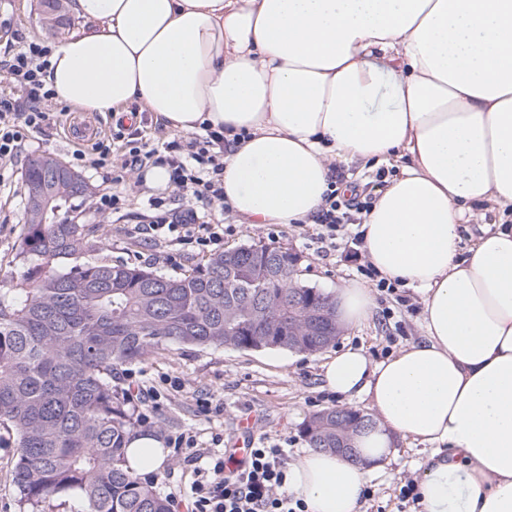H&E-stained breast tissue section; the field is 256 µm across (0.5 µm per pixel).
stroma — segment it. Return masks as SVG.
Wrapping results in <instances>:
<instances>
[{"label":"stroma","mask_w":512,"mask_h":512,"mask_svg":"<svg viewBox=\"0 0 512 512\" xmlns=\"http://www.w3.org/2000/svg\"><path fill=\"white\" fill-rule=\"evenodd\" d=\"M41 0H0V56L16 52L25 43L59 44V37L42 27ZM56 116L50 126L30 137L26 148L7 164L6 180L0 184V290L20 288L25 268L19 256L24 222V173L27 161L38 154L71 162L75 150L91 151L94 143L109 140L119 131L113 113L81 112L53 104ZM395 168L352 160L335 165L337 184L356 187L360 201H374L381 181L394 177ZM116 193L126 203L119 215L97 210L94 198L81 201L77 213L81 222L97 228L115 261H128L164 275H180L206 260L205 252L180 245L149 242L137 232L148 211V200L157 189L141 181L139 173H128ZM363 210H351L329 240H321L319 223L246 224L233 209H225L224 247L244 245L279 247L302 256L299 280L310 287L332 292L348 284H366L373 289L375 307L368 321L343 327L337 347H364L372 360L381 361L406 342L424 334L422 298L403 286L381 291L367 274L369 265L358 236ZM325 353L305 355L286 350H236L227 347L167 349L142 362L118 368L114 375L120 387L139 383L157 389L159 407L140 429L160 440L188 432L201 447H211L212 436L231 443L239 419L247 413L261 422L258 434L280 443L288 450L289 462H296L309 445L302 432L304 422L314 413L346 402L323 386L321 365ZM211 403L204 413L203 403ZM430 454L428 446L408 440L399 444V457L385 470L368 478L361 512H397L401 481L419 478ZM18 456L15 437L0 427V512H20L19 492L12 481ZM193 479L190 466L179 457L168 456L157 473V487L172 502V512H186L184 497Z\"/></svg>","instance_id":"obj_1"}]
</instances>
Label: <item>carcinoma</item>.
Returning a JSON list of instances; mask_svg holds the SVG:
<instances>
[{
	"instance_id": "obj_1",
	"label": "carcinoma",
	"mask_w": 512,
	"mask_h": 512,
	"mask_svg": "<svg viewBox=\"0 0 512 512\" xmlns=\"http://www.w3.org/2000/svg\"><path fill=\"white\" fill-rule=\"evenodd\" d=\"M42 25L53 36L70 26L61 0H43ZM38 182L42 173L27 169L25 195ZM45 187L46 208L25 206L22 288L0 291V425L19 448L13 483L23 512L72 495L84 512H171L153 479L124 467L136 423L114 369L163 346L288 349L280 330L258 336L251 320L258 306L280 311L293 289L286 277L259 281L288 251L264 245L231 262L216 254L175 277L88 261L102 239L70 215L88 193Z\"/></svg>"
}]
</instances>
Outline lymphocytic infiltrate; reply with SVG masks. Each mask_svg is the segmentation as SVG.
I'll return each mask as SVG.
<instances>
[{
	"mask_svg": "<svg viewBox=\"0 0 512 512\" xmlns=\"http://www.w3.org/2000/svg\"><path fill=\"white\" fill-rule=\"evenodd\" d=\"M48 47L30 43L12 56L0 57V71L20 87L23 96L0 94V160L10 161L34 133L48 126L53 115L47 107L52 98L44 76ZM228 145L223 133L208 132L205 138L179 136L156 145L142 142L131 131L122 153H114L110 143L98 142L89 153L74 155L79 166L109 174V185L98 195V209L119 212L120 198L113 186L122 184L127 174L155 166L167 168L171 194L186 199L187 210L168 209L165 198L151 201L152 212L142 225V233L154 240H168L202 249L220 246L224 227L199 222V212L224 207V154ZM169 443L184 461L194 463L195 478L187 499L188 512H306L305 504L285 489L288 451L281 444L261 442L252 447L246 463L228 468L223 455L202 452L193 435L181 434Z\"/></svg>",
	"mask_w": 512,
	"mask_h": 512,
	"instance_id": "obj_1",
	"label": "lymphocytic infiltrate"
}]
</instances>
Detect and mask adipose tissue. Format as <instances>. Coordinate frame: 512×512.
Masks as SVG:
<instances>
[{
  "mask_svg": "<svg viewBox=\"0 0 512 512\" xmlns=\"http://www.w3.org/2000/svg\"><path fill=\"white\" fill-rule=\"evenodd\" d=\"M86 26L52 48L46 82L84 112L139 103L170 129L223 130L224 200L253 224L316 215L333 162L411 158L367 211L368 262L421 293L425 334L386 360L346 347L327 388L367 402L354 456L312 450L288 471L308 512H360L396 438L430 445L422 512H512V226L460 257L472 205L512 209V0H71ZM366 322L369 288L333 296ZM152 434L128 465L161 468Z\"/></svg>",
  "mask_w": 512,
  "mask_h": 512,
  "instance_id": "1",
  "label": "adipose tissue"
}]
</instances>
